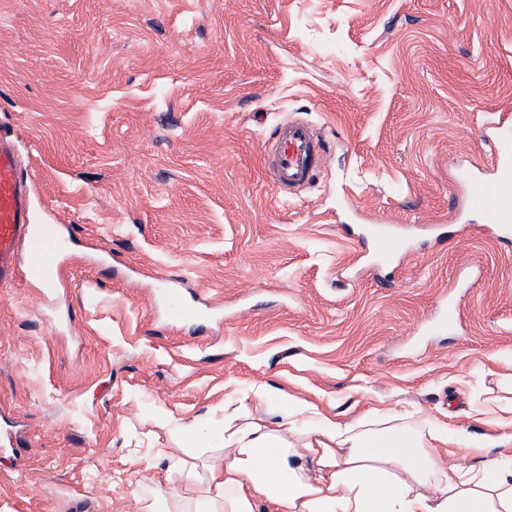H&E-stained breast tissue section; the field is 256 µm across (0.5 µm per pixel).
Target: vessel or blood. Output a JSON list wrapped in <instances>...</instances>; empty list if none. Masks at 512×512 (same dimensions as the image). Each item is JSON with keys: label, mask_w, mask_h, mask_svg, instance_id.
Returning a JSON list of instances; mask_svg holds the SVG:
<instances>
[{"label": "vessel or blood", "mask_w": 512, "mask_h": 512, "mask_svg": "<svg viewBox=\"0 0 512 512\" xmlns=\"http://www.w3.org/2000/svg\"><path fill=\"white\" fill-rule=\"evenodd\" d=\"M494 129L493 175L476 179L473 192L484 223L498 229L512 225V115L500 114ZM319 154L315 126L287 119L276 126L272 148L263 152L261 163L265 171L273 174L278 188L293 195L314 184ZM35 234L56 250L62 249L65 242L64 227L33 225L31 193L20 160L13 144L0 138V283L15 278L18 246ZM401 247V237L391 231L379 234L372 243L384 262L391 261Z\"/></svg>", "instance_id": "vessel-or-blood-1"}]
</instances>
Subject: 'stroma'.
<instances>
[{
  "instance_id": "obj_1",
  "label": "stroma",
  "mask_w": 512,
  "mask_h": 512,
  "mask_svg": "<svg viewBox=\"0 0 512 512\" xmlns=\"http://www.w3.org/2000/svg\"><path fill=\"white\" fill-rule=\"evenodd\" d=\"M512 113V0H0V137L53 285H0V512H139L155 477L272 423L283 387L337 421L449 434L512 408V235L469 208ZM312 122L314 187L261 167ZM443 224L391 274L361 228ZM193 318L167 317L165 289Z\"/></svg>"
}]
</instances>
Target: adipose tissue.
<instances>
[{"label": "adipose tissue", "instance_id": "ef3b65f1", "mask_svg": "<svg viewBox=\"0 0 512 512\" xmlns=\"http://www.w3.org/2000/svg\"><path fill=\"white\" fill-rule=\"evenodd\" d=\"M277 424L224 419V453L197 498L171 492L142 512H512V443L447 436L403 412H367L341 424L299 425L283 388ZM479 466H442L446 445Z\"/></svg>", "mask_w": 512, "mask_h": 512}]
</instances>
